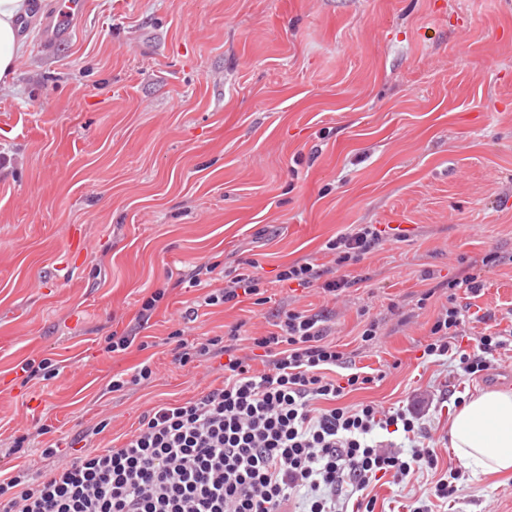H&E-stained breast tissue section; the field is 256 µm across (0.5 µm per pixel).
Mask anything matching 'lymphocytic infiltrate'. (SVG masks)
<instances>
[{
	"instance_id": "1",
	"label": "lymphocytic infiltrate",
	"mask_w": 512,
	"mask_h": 512,
	"mask_svg": "<svg viewBox=\"0 0 512 512\" xmlns=\"http://www.w3.org/2000/svg\"><path fill=\"white\" fill-rule=\"evenodd\" d=\"M383 242L375 225H351L324 243L327 263L297 261L279 279L339 296L353 282L338 269ZM503 262L491 251L472 260L463 279H448L426 356L456 362L461 376L471 378L491 370L498 353L512 351V327L496 325L488 311L465 313L459 302L463 292L479 296L485 273ZM264 293L260 276L240 274L203 303L235 305ZM470 321L482 331L468 334ZM273 326L253 340L268 359L261 373L236 353L239 326L193 347L178 344L174 359L183 366L226 356L221 386L153 408L119 447L92 449L71 462L57 461L56 449H42L52 462L44 475L33 479L21 469L0 477V512H374L372 483L387 475L401 483L437 470L425 421L432 398L393 410L371 401L343 404L375 377L328 342L327 317L288 308ZM466 335L473 351L459 342ZM392 427L401 429L403 444L379 439Z\"/></svg>"
}]
</instances>
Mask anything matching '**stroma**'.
Segmentation results:
<instances>
[{
  "label": "stroma",
  "instance_id": "obj_1",
  "mask_svg": "<svg viewBox=\"0 0 512 512\" xmlns=\"http://www.w3.org/2000/svg\"><path fill=\"white\" fill-rule=\"evenodd\" d=\"M83 2L55 48L32 21L0 90V474L43 471L55 444L75 457L71 441L102 421L93 446L120 445L153 407L220 383L219 360L175 362L178 342L238 323L244 356L296 307L329 312L330 341L381 371L346 403L433 394L438 470L460 475L448 512H512V476L449 448V391L486 384L423 358L445 297L417 305L496 251L506 262L476 303L512 310V0ZM353 224L394 231L344 268L357 285L331 298L277 281L292 262L325 263L323 244ZM248 260L267 302L202 306ZM200 265L214 280L190 286ZM366 318L386 331L370 346ZM128 330L134 344L108 351ZM27 359L58 373L24 383ZM146 360L153 379L130 384Z\"/></svg>",
  "mask_w": 512,
  "mask_h": 512
}]
</instances>
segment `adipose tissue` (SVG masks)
I'll list each match as a JSON object with an SVG mask.
<instances>
[{"mask_svg": "<svg viewBox=\"0 0 512 512\" xmlns=\"http://www.w3.org/2000/svg\"><path fill=\"white\" fill-rule=\"evenodd\" d=\"M27 9L28 0H0V81L8 79L26 49L15 21ZM449 436L463 464L487 474L512 473V391L474 395L452 415Z\"/></svg>", "mask_w": 512, "mask_h": 512, "instance_id": "obj_1", "label": "adipose tissue"}]
</instances>
